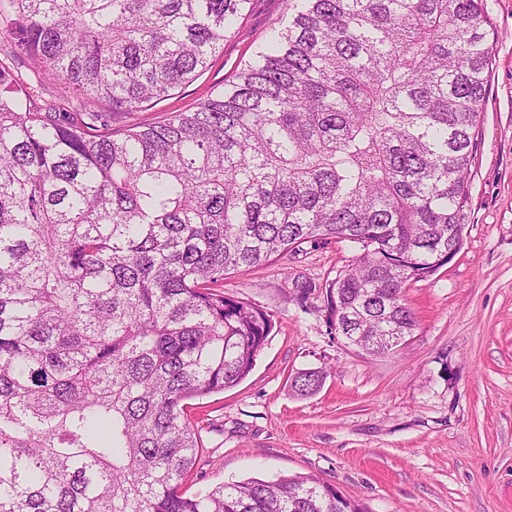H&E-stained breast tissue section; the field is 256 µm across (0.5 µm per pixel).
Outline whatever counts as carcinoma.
I'll use <instances>...</instances> for the list:
<instances>
[{"instance_id":"cac0c4a2","label":"carcinoma","mask_w":512,"mask_h":512,"mask_svg":"<svg viewBox=\"0 0 512 512\" xmlns=\"http://www.w3.org/2000/svg\"><path fill=\"white\" fill-rule=\"evenodd\" d=\"M248 0H0V512H368L315 475L181 490L186 402L237 386L274 323L224 276L345 241L326 323L369 356L460 248L492 62L484 0H292L223 91L114 129L206 70ZM320 370L292 387L315 392Z\"/></svg>"}]
</instances>
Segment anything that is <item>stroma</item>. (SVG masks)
Wrapping results in <instances>:
<instances>
[{
    "label": "stroma",
    "mask_w": 512,
    "mask_h": 512,
    "mask_svg": "<svg viewBox=\"0 0 512 512\" xmlns=\"http://www.w3.org/2000/svg\"><path fill=\"white\" fill-rule=\"evenodd\" d=\"M493 61L474 132L460 251L406 297L417 328L404 351L369 356L330 333L322 294L295 284L333 278L346 243L228 275L226 294L263 307L276 327L237 386L188 402L201 437L188 494L250 477L315 474L369 512H512V0H486ZM288 0H249L207 70L113 128L186 112L223 90ZM321 369L314 394L290 386Z\"/></svg>",
    "instance_id": "stroma-1"
}]
</instances>
